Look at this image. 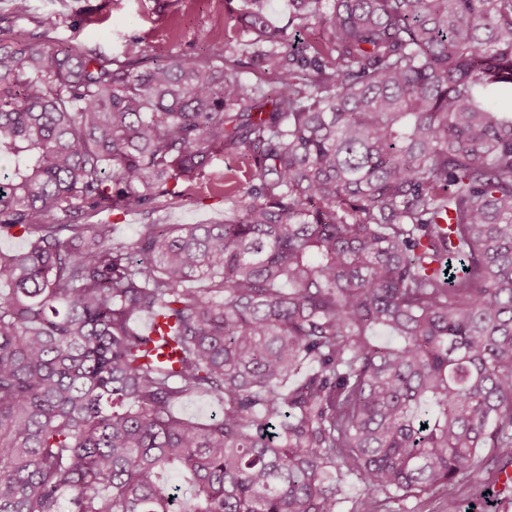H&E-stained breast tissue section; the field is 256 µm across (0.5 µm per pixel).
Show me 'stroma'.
Returning <instances> with one entry per match:
<instances>
[{"label":"stroma","mask_w":512,"mask_h":512,"mask_svg":"<svg viewBox=\"0 0 512 512\" xmlns=\"http://www.w3.org/2000/svg\"><path fill=\"white\" fill-rule=\"evenodd\" d=\"M56 16L48 28V16ZM26 43L73 41L78 46L115 58L129 42H137L144 59L154 56H196L224 46V0H31L23 15L13 13L10 0H0V39ZM223 198L205 196L156 212L162 224H220ZM498 464L483 451L478 467L444 494H423L394 503L395 512H446L457 503L469 512L480 489L497 486Z\"/></svg>","instance_id":"1"}]
</instances>
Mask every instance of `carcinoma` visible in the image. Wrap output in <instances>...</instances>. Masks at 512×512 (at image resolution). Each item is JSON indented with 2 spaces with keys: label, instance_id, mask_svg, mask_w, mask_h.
<instances>
[{
  "label": "carcinoma",
  "instance_id": "cac0c4a2",
  "mask_svg": "<svg viewBox=\"0 0 512 512\" xmlns=\"http://www.w3.org/2000/svg\"><path fill=\"white\" fill-rule=\"evenodd\" d=\"M229 26L141 70L0 39V512H340L351 480L380 512L512 463V0ZM221 155L222 224L70 222L192 199ZM197 394L220 414L174 413ZM112 214V212H104L95 217H85L84 215L75 216L74 223L83 224L87 222L113 224V236L118 240L131 242L137 238L141 229V224H148L150 218L147 219L141 214L132 213L127 216Z\"/></svg>",
  "mask_w": 512,
  "mask_h": 512
}]
</instances>
